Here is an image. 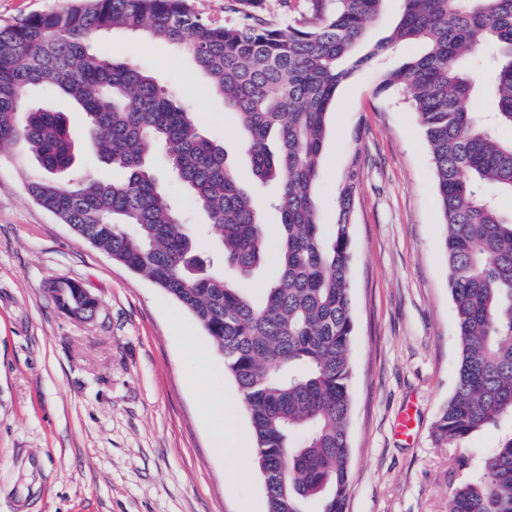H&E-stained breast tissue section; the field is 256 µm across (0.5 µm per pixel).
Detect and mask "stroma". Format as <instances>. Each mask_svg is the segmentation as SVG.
<instances>
[{
    "label": "stroma",
    "instance_id": "1",
    "mask_svg": "<svg viewBox=\"0 0 512 512\" xmlns=\"http://www.w3.org/2000/svg\"><path fill=\"white\" fill-rule=\"evenodd\" d=\"M81 3L0 0V27ZM99 44L191 100L240 182L261 200L276 193L254 182L236 114L202 92L185 52L119 29ZM421 50L373 56L343 81L317 186L328 224L341 174L359 156L346 512H448L451 488L512 440L507 413L467 440L460 468L461 451L432 436L459 355L445 227L416 112L402 90L375 91L379 69ZM21 152L0 155V512H266L260 472L235 455L254 445L250 423L210 337L150 280L32 202L13 164ZM63 281L96 300L93 318L58 308L50 287ZM200 350L216 385L205 399L192 384ZM408 408L409 440L397 432Z\"/></svg>",
    "mask_w": 512,
    "mask_h": 512
}]
</instances>
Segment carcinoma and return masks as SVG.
Segmentation results:
<instances>
[{"label":"carcinoma","instance_id":"obj_1","mask_svg":"<svg viewBox=\"0 0 512 512\" xmlns=\"http://www.w3.org/2000/svg\"><path fill=\"white\" fill-rule=\"evenodd\" d=\"M385 2L336 0L329 10L325 0H311L309 15L284 29L265 17L262 0H236L234 23L200 17L190 0H87L0 28V148L24 141L34 161L22 168L32 201L161 288L213 339L249 416L267 512H308L310 503L315 512L346 509L359 158L340 180L328 229L315 186L329 109L350 74L340 64ZM114 29L187 51L205 92L238 116L253 177L279 187L275 230L265 227L224 147L192 120V101L96 49L94 39ZM408 41L422 52L379 72L377 91H404L432 154L460 349L454 394L439 410L433 438L461 448L512 413V216L485 194L489 186L512 194V142L465 111L475 81L460 65L486 45L495 48L491 114L512 126V0H401L390 35L356 63ZM44 84L84 112L85 144L123 179L98 178L75 161L63 114L32 96ZM158 148L166 170L219 230L225 269L248 277L273 262L260 297L224 275L201 273L187 225L149 164ZM52 292L65 311L95 310L76 284ZM448 512H512V440L473 481L451 489Z\"/></svg>","mask_w":512,"mask_h":512}]
</instances>
